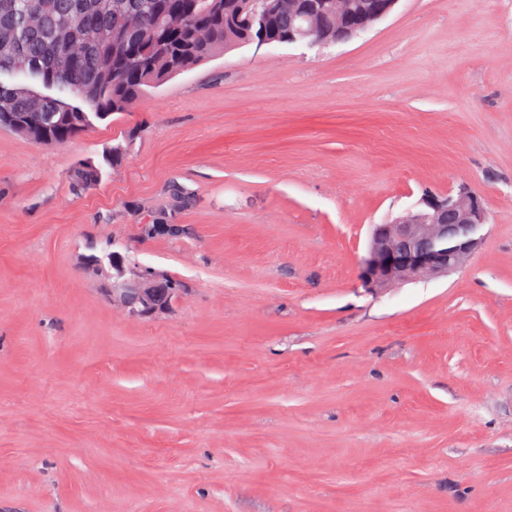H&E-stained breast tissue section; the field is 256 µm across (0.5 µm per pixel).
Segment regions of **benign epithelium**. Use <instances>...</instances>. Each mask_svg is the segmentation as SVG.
<instances>
[{
    "instance_id": "obj_1",
    "label": "benign epithelium",
    "mask_w": 512,
    "mask_h": 512,
    "mask_svg": "<svg viewBox=\"0 0 512 512\" xmlns=\"http://www.w3.org/2000/svg\"><path fill=\"white\" fill-rule=\"evenodd\" d=\"M398 0H374L364 6L363 18L336 28L342 43L368 31L385 19ZM297 12L310 21L300 35L316 46L328 37L322 23L325 6L318 0H297ZM298 35V36H300ZM293 30L279 44L299 42ZM488 215L479 198L467 188L446 196L428 195L416 205L383 224L372 225L367 255L361 263L360 282L370 290L442 277L462 266L483 240ZM89 270L102 274L112 269L102 293L112 306L133 317L152 319L169 313L182 293L173 288L172 277L150 266L131 265L114 251L103 259L90 254L82 258Z\"/></svg>"
}]
</instances>
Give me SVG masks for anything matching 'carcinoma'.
<instances>
[{
    "mask_svg": "<svg viewBox=\"0 0 512 512\" xmlns=\"http://www.w3.org/2000/svg\"><path fill=\"white\" fill-rule=\"evenodd\" d=\"M287 0H257L267 37L288 33ZM239 0H0V74L36 62L56 82V97L0 83V128L63 146L88 126L86 112L110 116L149 90L248 44L253 35ZM100 168L77 170L74 188L95 184Z\"/></svg>",
    "mask_w": 512,
    "mask_h": 512,
    "instance_id": "cac0c4a2",
    "label": "carcinoma"
}]
</instances>
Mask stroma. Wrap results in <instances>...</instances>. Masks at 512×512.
Listing matches in <instances>:
<instances>
[{
    "instance_id": "35a3bbf8",
    "label": "stroma",
    "mask_w": 512,
    "mask_h": 512,
    "mask_svg": "<svg viewBox=\"0 0 512 512\" xmlns=\"http://www.w3.org/2000/svg\"><path fill=\"white\" fill-rule=\"evenodd\" d=\"M463 185L466 263L363 288L370 225ZM115 250L170 313L105 300L79 257ZM0 512H512V0L221 52L63 147L0 129Z\"/></svg>"
}]
</instances>
